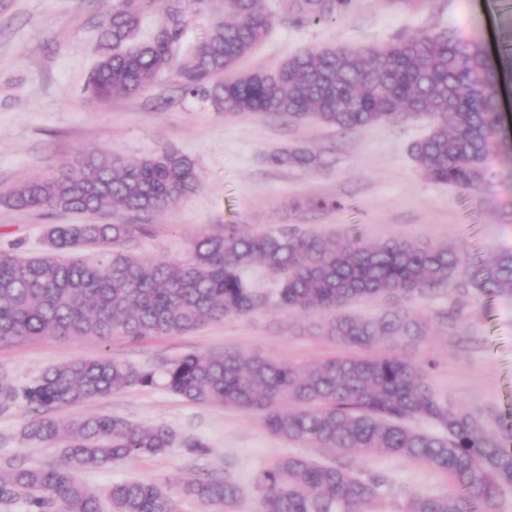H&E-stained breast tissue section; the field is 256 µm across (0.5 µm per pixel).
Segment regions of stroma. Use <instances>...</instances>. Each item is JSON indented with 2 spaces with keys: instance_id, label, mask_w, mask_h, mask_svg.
Listing matches in <instances>:
<instances>
[{
  "instance_id": "stroma-1",
  "label": "stroma",
  "mask_w": 512,
  "mask_h": 512,
  "mask_svg": "<svg viewBox=\"0 0 512 512\" xmlns=\"http://www.w3.org/2000/svg\"><path fill=\"white\" fill-rule=\"evenodd\" d=\"M183 5L189 26L182 49L187 52L224 4L184 0ZM110 6L111 0H0V189L58 170L84 146L128 160L174 148L192 159L200 185L155 216L154 236L132 243L133 252L148 258L184 259L198 233L219 224L248 231L297 224L367 241L395 236L446 241L477 259L512 251V224L501 223L496 211L512 201V158L496 157L493 181L460 193L426 179L412 160L408 148L424 133L422 123L341 130L263 116L228 118L209 102L182 96L171 78L136 96L90 97L84 85L99 58L95 23ZM446 26L479 37L496 55L506 54L512 49V0H357L348 16L332 24L297 25L281 16L238 67L272 68L301 50L376 46L403 31ZM295 146L320 153L324 165L310 171L271 161V154ZM315 196L339 199L346 207L293 209L295 200ZM82 221L79 215L20 211L0 203V252L43 254L48 225ZM321 321L318 314L271 307L135 344L120 338L103 343L93 337L46 336L0 345V374L21 387L48 368L77 360L107 355L157 368L192 351L224 348L302 365L342 352L318 332ZM460 321L458 332L435 330L412 354L433 361L429 382L437 396L481 414L512 447V296L486 289L462 305ZM58 414H108L145 427L163 424L176 435L177 445L166 454L79 472L83 483L99 491L126 479L165 482L204 472L227 474L243 490L237 512H255L256 483L264 467L286 456H322L313 445L272 434L257 414L193 404L161 385L129 387ZM33 416L22 402L0 411V463L40 467L62 461L61 443L37 444L23 437ZM185 438L202 441L205 455L183 447ZM353 466L388 478L394 494L384 512H398L410 493L457 489L445 474L401 458L362 457Z\"/></svg>"
}]
</instances>
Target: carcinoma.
Listing matches in <instances>:
<instances>
[{
	"label": "carcinoma",
	"mask_w": 512,
	"mask_h": 512,
	"mask_svg": "<svg viewBox=\"0 0 512 512\" xmlns=\"http://www.w3.org/2000/svg\"><path fill=\"white\" fill-rule=\"evenodd\" d=\"M354 6L355 0L283 3L298 24H330ZM151 14L159 22L141 40ZM276 22L265 0H224V19L183 55L188 19L182 0H112L96 21L101 53L86 90L102 99L132 96L171 75L184 94L211 101L226 117L276 116L342 130L423 122L427 132L409 152L427 178L467 193L495 177L493 161L506 144L500 87L507 70L502 58L493 64L482 42L437 27L399 34L381 46L307 49L272 69L237 71ZM271 161L306 170L320 164L304 148ZM199 184L194 163L176 149L127 161L83 147L59 172L6 188L0 201L10 207L76 212L88 221L48 225L43 255L0 254V343L43 336L136 343L273 303L323 315L322 335L350 353L297 365L234 349L192 352L160 371L106 356L49 368L21 388L0 377V411L21 401L36 412L24 437L65 443L55 466L0 464V503L23 497L29 512H100L99 494L77 472L164 454L176 443L174 433L163 424L49 412L161 379L188 402L257 411L272 434L332 456L329 463L289 456L265 468L257 480V512H378L389 485L362 477L346 462L371 455L420 461L457 482L453 494L409 495L403 512H500V496L512 489V449L464 406L433 393L432 362L385 344H419L432 327L448 325L466 297L488 288L512 295V251L490 254L472 272L467 255L444 242H373L297 224L255 232L225 224L200 233L182 260L128 250L131 241L154 235L149 216ZM293 207L340 210L344 204L305 198ZM114 213L117 220L98 221ZM256 267L273 282L274 294L252 286L248 274ZM440 289L455 294L452 309L433 317L413 310L418 299ZM359 299L390 306L372 318L346 313ZM179 494L222 512H234L241 498L228 477L124 480L106 497L111 512H176Z\"/></svg>",
	"instance_id": "1"
}]
</instances>
